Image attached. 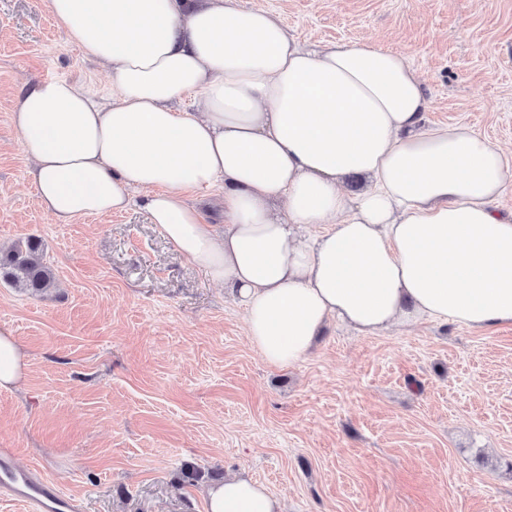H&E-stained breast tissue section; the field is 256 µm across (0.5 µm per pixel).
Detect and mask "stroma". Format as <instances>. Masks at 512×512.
Returning a JSON list of instances; mask_svg holds the SVG:
<instances>
[{
    "label": "stroma",
    "mask_w": 512,
    "mask_h": 512,
    "mask_svg": "<svg viewBox=\"0 0 512 512\" xmlns=\"http://www.w3.org/2000/svg\"><path fill=\"white\" fill-rule=\"evenodd\" d=\"M313 46L368 42L423 80L428 125L512 150V0H238ZM64 78L112 95L44 0H0V252L31 237L53 269L0 279V325L28 359L0 392V448L82 512H207L204 484L247 474L285 512H512V327L363 334L330 322L292 367L265 363L245 312L142 204L54 223L11 116Z\"/></svg>",
    "instance_id": "35a3bbf8"
}]
</instances>
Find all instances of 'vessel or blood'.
Returning <instances> with one entry per match:
<instances>
[{
  "mask_svg": "<svg viewBox=\"0 0 512 512\" xmlns=\"http://www.w3.org/2000/svg\"><path fill=\"white\" fill-rule=\"evenodd\" d=\"M0 497L23 501L33 512H82L79 501L55 482L18 466L8 448H0Z\"/></svg>",
  "mask_w": 512,
  "mask_h": 512,
  "instance_id": "1",
  "label": "vessel or blood"
}]
</instances>
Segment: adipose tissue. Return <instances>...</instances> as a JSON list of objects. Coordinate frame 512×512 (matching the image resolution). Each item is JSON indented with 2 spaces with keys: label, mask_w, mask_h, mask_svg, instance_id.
<instances>
[{
  "label": "adipose tissue",
  "mask_w": 512,
  "mask_h": 512,
  "mask_svg": "<svg viewBox=\"0 0 512 512\" xmlns=\"http://www.w3.org/2000/svg\"><path fill=\"white\" fill-rule=\"evenodd\" d=\"M69 42L112 73V98L48 79L12 115L55 222L143 206L171 245L245 309L276 367L331 319L362 333L420 319L512 325V156L470 126L430 127L405 55L368 43L302 46L238 0H45ZM370 186L358 196L347 177ZM224 187V228L194 196ZM27 359L0 328V391ZM207 512H285L243 475Z\"/></svg>",
  "instance_id": "adipose-tissue-1"
}]
</instances>
